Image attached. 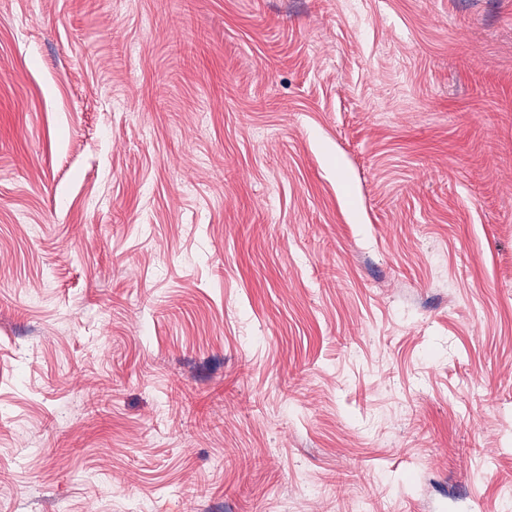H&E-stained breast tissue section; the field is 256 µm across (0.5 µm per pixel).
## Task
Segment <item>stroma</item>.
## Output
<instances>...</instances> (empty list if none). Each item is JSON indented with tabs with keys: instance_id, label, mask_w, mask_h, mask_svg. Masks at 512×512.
<instances>
[{
	"instance_id": "obj_1",
	"label": "stroma",
	"mask_w": 512,
	"mask_h": 512,
	"mask_svg": "<svg viewBox=\"0 0 512 512\" xmlns=\"http://www.w3.org/2000/svg\"><path fill=\"white\" fill-rule=\"evenodd\" d=\"M0 512H512V0H0Z\"/></svg>"
}]
</instances>
